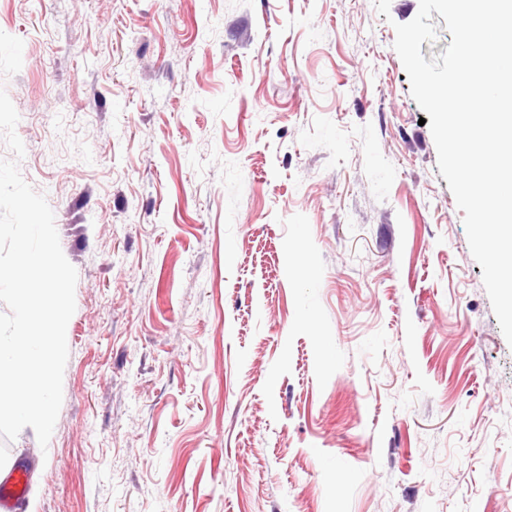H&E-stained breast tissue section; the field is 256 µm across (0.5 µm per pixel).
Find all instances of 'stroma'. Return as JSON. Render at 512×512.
Segmentation results:
<instances>
[{
  "mask_svg": "<svg viewBox=\"0 0 512 512\" xmlns=\"http://www.w3.org/2000/svg\"><path fill=\"white\" fill-rule=\"evenodd\" d=\"M419 0H0L77 271L25 512H512V345L395 51Z\"/></svg>",
  "mask_w": 512,
  "mask_h": 512,
  "instance_id": "1",
  "label": "stroma"
}]
</instances>
